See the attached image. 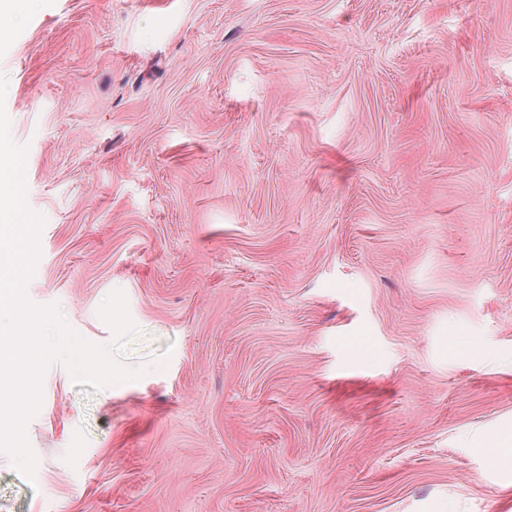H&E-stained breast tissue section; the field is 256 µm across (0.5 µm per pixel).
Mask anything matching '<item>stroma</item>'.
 I'll return each instance as SVG.
<instances>
[{
  "label": "stroma",
  "mask_w": 512,
  "mask_h": 512,
  "mask_svg": "<svg viewBox=\"0 0 512 512\" xmlns=\"http://www.w3.org/2000/svg\"><path fill=\"white\" fill-rule=\"evenodd\" d=\"M63 363L0 512H512V0L0 10ZM491 462L510 473L512 472V430L488 434L484 438Z\"/></svg>",
  "instance_id": "35a3bbf8"
}]
</instances>
